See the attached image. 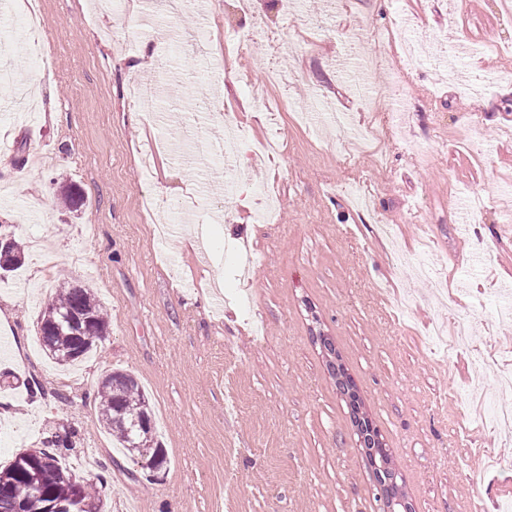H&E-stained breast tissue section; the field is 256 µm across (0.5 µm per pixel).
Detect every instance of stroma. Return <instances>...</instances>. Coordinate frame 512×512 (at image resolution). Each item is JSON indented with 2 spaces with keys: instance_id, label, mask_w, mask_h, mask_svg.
Here are the masks:
<instances>
[{
  "instance_id": "1",
  "label": "stroma",
  "mask_w": 512,
  "mask_h": 512,
  "mask_svg": "<svg viewBox=\"0 0 512 512\" xmlns=\"http://www.w3.org/2000/svg\"><path fill=\"white\" fill-rule=\"evenodd\" d=\"M257 13L294 44L292 73L265 77L273 57L249 42L225 56L224 34L249 29L234 0H210L204 20L160 15L136 0L114 18L104 0H39L42 29L15 28L10 60L33 98L0 96V231L25 262L0 279V464L43 447L64 425L80 434L68 463L95 484L101 512H381L373 474L320 337L354 382L381 432L414 512L512 507V426L475 419L496 409L512 370V13L500 0H348L324 16L303 0ZM327 33L307 42L306 20ZM408 18L432 53L405 79L381 39L352 43ZM183 44L180 83L135 104L128 86L164 72L154 54ZM483 47L440 51L442 36ZM455 71L475 98L441 83ZM251 138L236 208L224 212L223 166L195 167L170 150L198 122L200 78ZM266 86L270 113L248 85ZM375 94L378 111L362 109ZM408 110L400 138L384 120ZM371 201L355 208L343 185ZM278 186L275 223L253 208ZM69 186L78 209L62 206ZM92 288L109 326L78 368L55 365L37 322L61 282ZM145 389L169 464L152 477L97 422L95 396L112 370Z\"/></svg>"
}]
</instances>
